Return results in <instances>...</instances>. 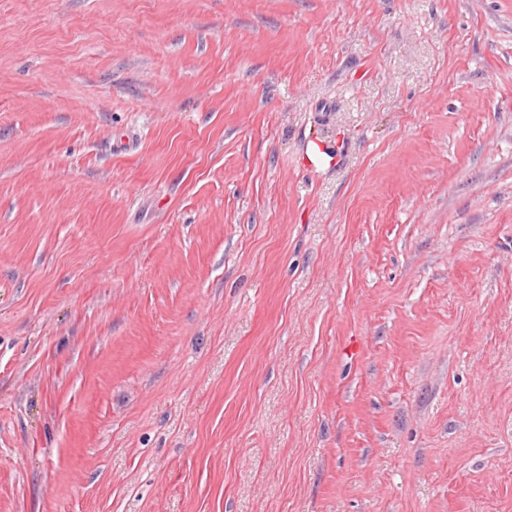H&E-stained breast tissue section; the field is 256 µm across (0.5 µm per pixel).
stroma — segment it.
<instances>
[{
  "label": "stroma",
  "instance_id": "obj_1",
  "mask_svg": "<svg viewBox=\"0 0 512 512\" xmlns=\"http://www.w3.org/2000/svg\"><path fill=\"white\" fill-rule=\"evenodd\" d=\"M0 512H512V0H0Z\"/></svg>",
  "mask_w": 512,
  "mask_h": 512
}]
</instances>
